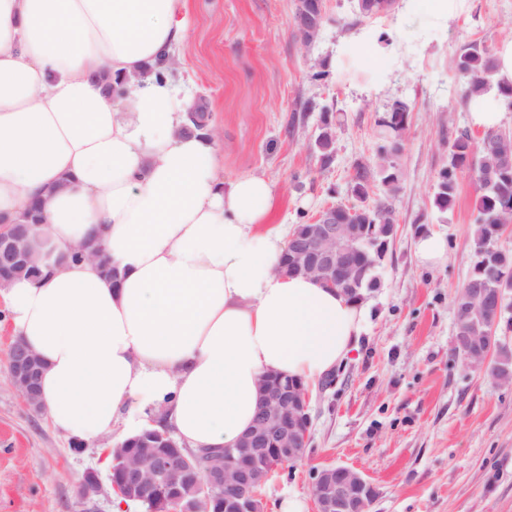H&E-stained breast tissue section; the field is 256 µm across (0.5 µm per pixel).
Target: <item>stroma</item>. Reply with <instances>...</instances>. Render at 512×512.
<instances>
[{"mask_svg": "<svg viewBox=\"0 0 512 512\" xmlns=\"http://www.w3.org/2000/svg\"><path fill=\"white\" fill-rule=\"evenodd\" d=\"M444 18L429 0H396L376 18L355 0H323L310 46L292 34L294 0H186L188 36L175 47L173 82L219 146L225 180L266 176L275 187L271 220L293 224L330 204H352L357 166H374L377 123L398 100L410 103L393 163L396 235L365 293L364 330L336 383L310 392L312 426L301 460L262 492L263 512L293 495L311 500L316 470L341 464L375 487L371 512H512V384H496L455 350L453 297L473 264L479 184L458 177L451 210L433 197L457 131L470 121L462 80L450 61L472 42L489 49L512 35V0H461ZM335 150L321 163L323 117ZM442 234L448 259L421 267L414 242ZM13 337L0 327V512H144L101 495L84 503L85 471L106 475L111 436L75 451L47 414L30 411L8 379Z\"/></svg>", "mask_w": 512, "mask_h": 512, "instance_id": "obj_1", "label": "stroma"}]
</instances>
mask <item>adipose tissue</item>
Listing matches in <instances>:
<instances>
[{"label": "adipose tissue", "instance_id": "obj_1", "mask_svg": "<svg viewBox=\"0 0 512 512\" xmlns=\"http://www.w3.org/2000/svg\"><path fill=\"white\" fill-rule=\"evenodd\" d=\"M187 32L184 0H0V223L41 200L58 253L84 243L121 271L0 284L53 427L86 444L158 421L184 447H234L263 375L316 384L363 329L342 292L279 272L272 183L224 181L215 139L182 134L189 103L154 71Z\"/></svg>", "mask_w": 512, "mask_h": 512}]
</instances>
